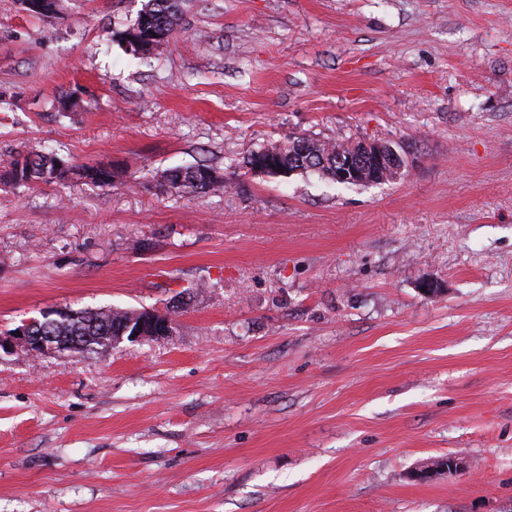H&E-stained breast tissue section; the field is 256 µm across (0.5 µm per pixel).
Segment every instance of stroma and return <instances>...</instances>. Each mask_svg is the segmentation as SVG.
Instances as JSON below:
<instances>
[{"instance_id": "obj_1", "label": "stroma", "mask_w": 512, "mask_h": 512, "mask_svg": "<svg viewBox=\"0 0 512 512\" xmlns=\"http://www.w3.org/2000/svg\"><path fill=\"white\" fill-rule=\"evenodd\" d=\"M64 4L0 0V168L48 145L115 178L0 183V332L178 311L0 354V512H512V0H189L147 58L117 41L142 0ZM297 134L412 167L238 169ZM202 160L228 189L139 182ZM142 311V310H138ZM81 315L73 318H66L60 321V324L55 327L56 321L50 318L54 313L43 314V320H28L24 321L21 326L16 327L6 336L0 334V351L8 352L16 345H20L32 355H48L59 353V350L65 346L75 347L77 343L64 344L60 341L58 336H63V341L71 342L76 338L82 344V347L73 350V352L83 353L94 351L97 347H106L107 345H115L122 342L124 339L130 341H144L148 339H163L172 335L174 326V318L169 314H163L164 318L170 317V321L163 320L162 316L156 315L153 311L143 309V315H135L132 319L123 322L119 336H111L110 331L114 329L115 324L119 325L123 320H127L130 314L136 311L118 310L110 308L99 309H83L78 311ZM159 319V320H158ZM138 322L131 336H124L132 325ZM171 322V327H170ZM152 323L154 326L159 323L157 330L150 336L144 334V325ZM127 326V327H125ZM55 327V335L51 330ZM170 327V330H169ZM19 331V334L14 335V332ZM170 333V334H169ZM168 335V336H163ZM109 338L108 343L105 342L103 337ZM9 347V350H6Z\"/></svg>"}]
</instances>
